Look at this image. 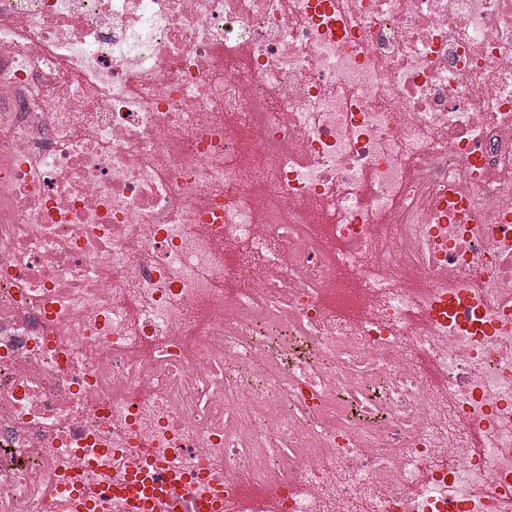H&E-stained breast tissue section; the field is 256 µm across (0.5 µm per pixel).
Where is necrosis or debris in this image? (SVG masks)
I'll return each mask as SVG.
<instances>
[{
    "instance_id": "4bbe7bcc",
    "label": "necrosis or debris",
    "mask_w": 512,
    "mask_h": 512,
    "mask_svg": "<svg viewBox=\"0 0 512 512\" xmlns=\"http://www.w3.org/2000/svg\"><path fill=\"white\" fill-rule=\"evenodd\" d=\"M139 467L512 512V0H0V512Z\"/></svg>"
}]
</instances>
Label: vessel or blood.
Here are the masks:
<instances>
[{
	"label": "vessel or blood",
	"instance_id": "vessel-or-blood-1",
	"mask_svg": "<svg viewBox=\"0 0 512 512\" xmlns=\"http://www.w3.org/2000/svg\"><path fill=\"white\" fill-rule=\"evenodd\" d=\"M186 493L181 481L147 472L114 491L115 496L124 499L125 512H206L203 503L187 501ZM103 509L99 501L77 492L61 499L53 495L47 501V512H103Z\"/></svg>",
	"mask_w": 512,
	"mask_h": 512
}]
</instances>
